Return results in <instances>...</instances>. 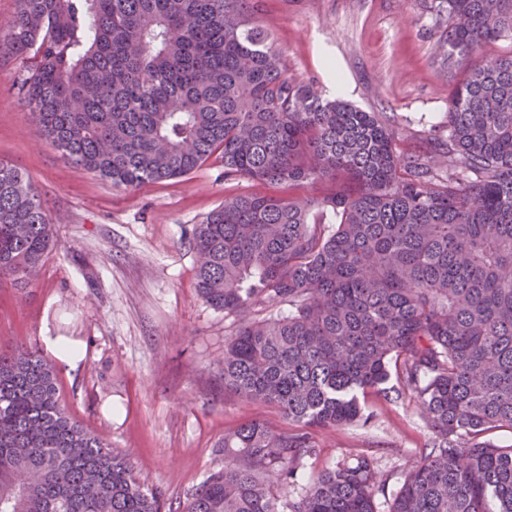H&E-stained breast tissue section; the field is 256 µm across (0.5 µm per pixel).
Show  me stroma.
I'll list each match as a JSON object with an SVG mask.
<instances>
[{"mask_svg": "<svg viewBox=\"0 0 512 512\" xmlns=\"http://www.w3.org/2000/svg\"><path fill=\"white\" fill-rule=\"evenodd\" d=\"M288 78L381 112L400 151L434 155L446 136L448 98L462 79L440 54L448 23L432 0H253ZM22 60L0 59V162L25 172L55 226L57 246L28 286L0 287V349L44 347L59 336L81 351L57 363L68 413L126 455L145 484L161 488L169 512L222 457L224 433L259 420L287 424L277 408L225 389L224 342L243 320L287 313V304L245 315L214 309L198 293L194 224L225 199L259 191L224 177L220 155L189 175L138 189L112 187L72 164L37 135L15 79ZM385 393L361 399L367 423L315 431L316 456L295 486L276 485L282 504L299 500L308 478L365 455L376 462L377 512H387L406 472L434 436L415 399L392 374Z\"/></svg>", "mask_w": 512, "mask_h": 512, "instance_id": "stroma-1", "label": "stroma"}]
</instances>
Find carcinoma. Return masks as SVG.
<instances>
[{"mask_svg":"<svg viewBox=\"0 0 512 512\" xmlns=\"http://www.w3.org/2000/svg\"><path fill=\"white\" fill-rule=\"evenodd\" d=\"M249 0H17L0 57L40 135L117 188L185 176L215 153L224 177L328 180L315 197L252 193L194 225L198 292L226 313L288 303L224 344V388L279 409L224 435V465L184 512H282L313 432L362 417L390 365L435 434L388 512H512V0H436L448 15L445 169L402 154L381 112L284 76ZM56 243L22 171L0 165V283L33 281ZM362 456L322 472L291 512H377ZM164 494L75 421L53 362L0 351V512H163Z\"/></svg>","mask_w":512,"mask_h":512,"instance_id":"obj_1","label":"carcinoma"}]
</instances>
